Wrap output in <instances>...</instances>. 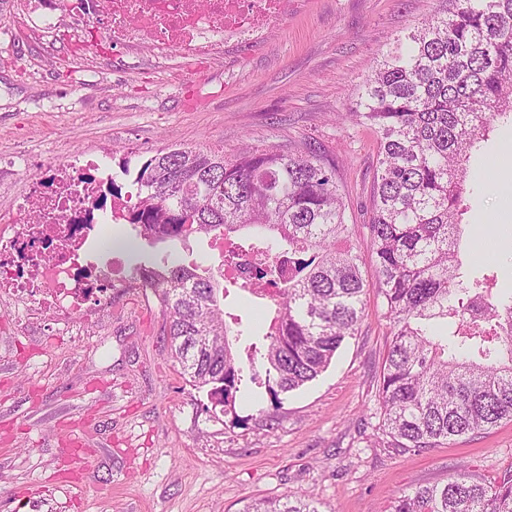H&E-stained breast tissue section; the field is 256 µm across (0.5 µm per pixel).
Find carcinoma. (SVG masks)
<instances>
[{
    "instance_id": "cac0c4a2",
    "label": "carcinoma",
    "mask_w": 512,
    "mask_h": 512,
    "mask_svg": "<svg viewBox=\"0 0 512 512\" xmlns=\"http://www.w3.org/2000/svg\"><path fill=\"white\" fill-rule=\"evenodd\" d=\"M393 42L338 116L377 136L366 225L375 281L343 246L350 233L334 160L304 146L226 154L167 148L131 173L129 217L152 248L203 234L224 241L221 266L252 256L255 282L199 273L165 252L139 260L141 288L157 295L165 342L193 386L228 406L263 386L273 402L319 377L355 335L369 289L391 320L378 392L401 451L452 445L512 420V297L490 274L462 275L467 166L498 124L512 126V0H443ZM274 300L275 316L242 361L229 336L230 289ZM242 512H321L310 494L255 499ZM392 512H512V471L486 484L458 467L443 485L398 497Z\"/></svg>"
}]
</instances>
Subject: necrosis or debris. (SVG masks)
<instances>
[{
    "mask_svg": "<svg viewBox=\"0 0 512 512\" xmlns=\"http://www.w3.org/2000/svg\"><path fill=\"white\" fill-rule=\"evenodd\" d=\"M42 30L61 23L72 30L103 23V35L157 53L180 49L212 55L225 37L261 40L287 21L292 0H26ZM105 158L62 161L32 181L13 224L0 227V294L22 308L61 319L89 317L112 303L121 283L115 262L99 263L93 251L101 225L125 223L134 190L111 200L109 215L95 203L108 190Z\"/></svg>",
    "mask_w": 512,
    "mask_h": 512,
    "instance_id": "necrosis-or-debris-1",
    "label": "necrosis or debris"
}]
</instances>
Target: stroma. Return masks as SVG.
<instances>
[{
	"label": "stroma",
	"instance_id": "35a3bbf8",
	"mask_svg": "<svg viewBox=\"0 0 512 512\" xmlns=\"http://www.w3.org/2000/svg\"><path fill=\"white\" fill-rule=\"evenodd\" d=\"M441 0H299L264 42L226 43L212 60L116 48L98 29L46 35L12 0L0 18V219L31 179L95 154L132 167L164 147L290 151L309 143L338 163L352 233L372 273L365 225L376 162L371 129L341 118L406 28ZM498 188L467 184L466 241L512 293V129L487 143ZM0 298V512H241L249 498L308 492L324 512H388L457 466L497 482L512 470V422L446 448L401 452L383 427L377 380L390 322L369 290L357 336L329 368L272 403L265 389L211 407L163 347L153 292L123 287L111 313L23 322Z\"/></svg>",
	"mask_w": 512,
	"mask_h": 512
}]
</instances>
